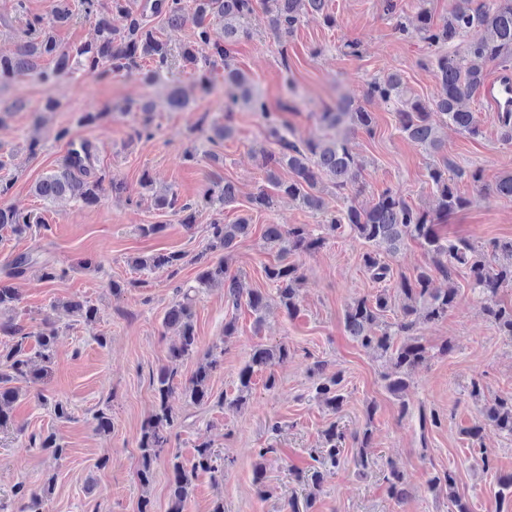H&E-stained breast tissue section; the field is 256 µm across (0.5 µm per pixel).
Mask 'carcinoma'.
I'll return each mask as SVG.
<instances>
[{"instance_id": "carcinoma-1", "label": "carcinoma", "mask_w": 512, "mask_h": 512, "mask_svg": "<svg viewBox=\"0 0 512 512\" xmlns=\"http://www.w3.org/2000/svg\"><path fill=\"white\" fill-rule=\"evenodd\" d=\"M16 10L25 19L24 38L16 45L12 55H0V77L36 75L42 80L49 75L41 69L40 62L51 59L55 71L80 69L90 75H130L141 68V61L155 63L154 76L158 77L169 67V49L150 24L149 17L169 27L188 26L191 40L182 48V68L189 71L208 69L227 60L231 44L241 37H250V24L257 7H263L272 37L286 47L288 38L299 28L309 13L321 15L324 25L336 26V16L328 10L327 0H147L142 9L134 6V0H55L53 19L57 26L69 24L81 12L96 27V39L92 42L64 47L42 16L31 13L26 0H15ZM385 14L396 18V31L403 39L416 40L435 50L434 75L440 91L436 99L426 101L411 95L402 74L387 72L374 77L367 85V100H380L396 106L400 115V131L409 139L421 144L431 153L442 148V139L431 114L441 115L449 122L472 136L480 135V123L475 113L463 107V101L474 96L485 84L487 67L494 64L503 70L512 68V0H452L448 15L440 21L433 20L431 11L422 7L417 12L416 24L409 25L399 12L398 0H382ZM125 18L126 24L118 30L112 26V15ZM224 27V39L215 37V27ZM467 38L461 54H448L442 48L460 38ZM224 111L233 112L244 107L257 113L264 121V133L271 148L262 153V168L268 187H261L251 196L250 204L256 209L273 208L276 197L285 195L299 202L300 206L315 213L324 211L322 198L314 193L317 184L328 178L333 187L343 192L356 177L359 160L350 147L349 134L361 130L373 131V116L364 106H356L340 100L334 108L319 113L326 130L319 139H302L295 130L280 119L266 97L249 86L246 77L237 69L224 67ZM172 109H183L189 98L180 85L172 86L167 95ZM55 139L66 142L68 150L57 169L42 177L34 186V193L44 201L70 196L91 206L101 199L103 175L96 168V148L88 141L75 144L71 129H57ZM288 171L283 179L279 171ZM467 176L474 183L482 180L481 172L454 170L443 164L429 168L428 177L438 194L436 212L421 210L409 205L401 192L387 188L371 204L364 206L346 197L344 206L327 219V228L336 232L348 229L369 246L362 255L364 268L376 281L391 279L393 270L386 258L400 250L407 240L419 242L431 255L433 269L424 268L413 278L403 279L396 294L382 289L371 297L354 300L348 305L344 324L350 336L359 345L375 353L387 365L383 374L387 391L399 397L409 386L411 372L428 360L427 348L417 336L418 326L434 324L448 316L458 300V290L444 291L432 287V271L444 278H451L458 266L468 269L470 286L484 301L483 312L503 336L512 338V305L505 306L496 300L499 288L512 283V239L497 240L491 245L492 258L463 238L451 239L440 233L436 220L469 208L474 200L461 196L455 188V179ZM237 202V188L229 180L218 178L201 190L193 200H183L172 190L158 193L154 198L157 210L179 217L187 227L195 224L204 210L223 209ZM43 220L36 214L23 213L11 207L0 206V230H8L17 237L29 232L33 225ZM249 218L241 216L232 224L214 220L208 225L206 251L218 257L205 261L196 276L194 286H174L175 302L165 314V324L179 328L178 341L170 347L174 358L193 355L197 349L194 326V307L200 289L215 284L224 286V297L238 307L242 293L238 278L229 273L227 254L236 240L248 235ZM267 243L278 247V261L263 267L266 280L275 286L280 305L292 316L298 310L297 291L302 274L299 266L288 257L316 251L323 247L326 237L315 233L307 224H268L264 230ZM183 255L154 253L131 260L136 269L168 268L176 275L175 267ZM73 316L84 322H94L99 309L88 301L67 300L61 303ZM247 306L255 315V322L263 321L267 307L266 296L258 291L248 293ZM397 311L396 321H384L386 313ZM0 334L9 336L12 344L0 346V430L11 424L10 408L18 398L19 389L12 383L35 377L37 363H47L52 358L56 329L52 326L28 331L25 326L13 322H0ZM35 338L37 349L29 353L24 343ZM288 357V347L279 345L252 348L249 360L238 373L236 392L225 396L218 404L228 411H238L252 393L254 376L267 373L265 387L273 389L277 381L272 367L275 362ZM221 366L220 357L211 354L183 385V394L197 406L207 404L211 398L210 379ZM324 366L317 362L311 367L314 378L312 399L332 413L340 411L344 396L341 393L340 375L325 377ZM177 373L162 368L155 380L156 410L142 428L139 448L140 467L137 477L140 483H150L153 463L171 447V429L177 419L169 404V398L177 387ZM375 407L367 412L364 427L348 435L332 422L322 431L321 457L336 465L344 457L347 438L357 445L355 462L367 468L370 461L366 448L370 447L372 420ZM489 425L497 431L512 436V394L497 396L485 407ZM41 451L59 461L65 457V448L55 433L48 432L32 437ZM224 455L214 450L210 443L202 442L195 449L191 467L173 461L169 483V512H186L193 480L200 472L224 471ZM312 492L306 497L305 512H314L316 492L320 491L322 474L313 470L305 476ZM386 482L392 494L406 497L405 474L397 467L391 468ZM437 488L448 490V498L454 502L457 512H468L456 495V478L448 470L433 478ZM496 512H504V505L512 504V477L501 478Z\"/></svg>"}]
</instances>
